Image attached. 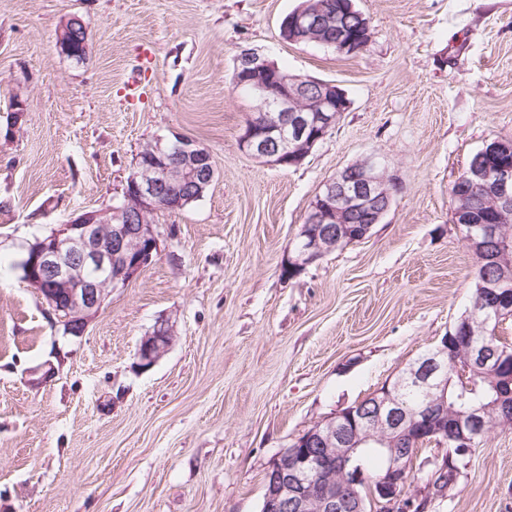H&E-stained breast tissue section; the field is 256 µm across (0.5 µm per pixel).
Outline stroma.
<instances>
[{
  "label": "stroma",
  "instance_id": "obj_1",
  "mask_svg": "<svg viewBox=\"0 0 512 512\" xmlns=\"http://www.w3.org/2000/svg\"><path fill=\"white\" fill-rule=\"evenodd\" d=\"M302 0H0V512H261L269 464L434 347L471 307L478 260L450 188L512 138V0H356L345 55L282 39ZM83 60L62 53L71 18ZM256 48L349 100L297 166L239 148ZM206 148L204 196L159 212L160 252L64 334L17 267L28 243L121 200L139 153ZM377 156L401 183L362 241L289 278L311 202ZM174 340L135 353L160 320ZM426 512H512V426L471 452ZM58 40L63 53L71 57L85 58L87 54V33L86 26L80 19L73 18L66 22L59 32ZM73 40L77 41L80 46L78 53H73L69 50ZM173 333L169 321L162 320L150 334L141 339L136 351L137 365L145 369L161 359L172 344Z\"/></svg>",
  "mask_w": 512,
  "mask_h": 512
}]
</instances>
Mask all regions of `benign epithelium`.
Instances as JSON below:
<instances>
[{"instance_id": "obj_1", "label": "benign epithelium", "mask_w": 512, "mask_h": 512, "mask_svg": "<svg viewBox=\"0 0 512 512\" xmlns=\"http://www.w3.org/2000/svg\"><path fill=\"white\" fill-rule=\"evenodd\" d=\"M61 51L71 57L87 54L85 24L73 18L59 32ZM234 79L249 86L266 107L263 120L249 121L239 137L240 149L275 166H296L336 126L346 106L342 91L329 82L313 81L319 93L298 92L301 76L282 78L268 56L258 49H243L235 58ZM485 155L512 154V138L488 143ZM215 178V168L206 152L181 140L175 152L158 141L147 147L145 160L127 179L124 200L106 210L85 211L60 224L28 245L21 261L25 281L37 289L67 332L83 335L108 293L135 279L160 251V233L149 216L160 208L184 209L201 198ZM490 189L498 210L512 209V161L492 168L472 164L456 180L450 195L455 223L466 224L473 211L472 190ZM400 189L398 179L369 157L341 170L328 181L312 202L310 223L298 238L296 256L289 263L297 270L336 248L345 225L362 216V236H367L391 208ZM490 308L496 314L512 313V288L483 280ZM173 341V326L161 321L137 347V365L148 368L161 359ZM471 357L493 368L504 354L484 346ZM448 337L444 336L429 355L411 365L396 388L420 387L429 393L425 410L410 411L389 390L371 396L345 412L316 424L296 439L295 447L281 453L267 470L264 512H363L361 489L384 508L404 494L410 476L407 465L413 449L400 444L413 442L418 429L430 435L453 431L460 448L471 447L474 431L485 427L481 409L470 412L465 423H448L447 389L442 381L447 371ZM373 442L388 448L387 464L375 477L356 463L357 448ZM435 475L430 492L438 497L456 483L448 478V456H434Z\"/></svg>"}]
</instances>
